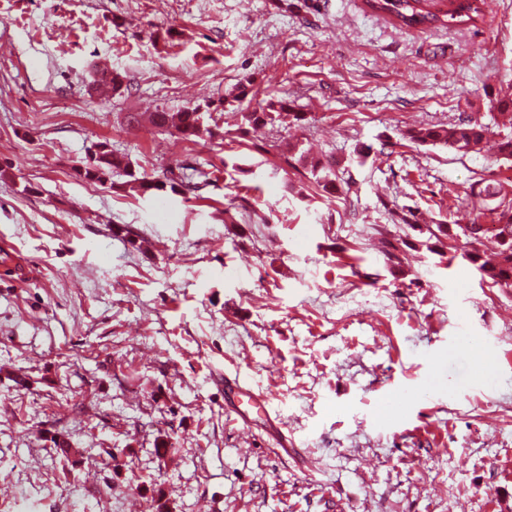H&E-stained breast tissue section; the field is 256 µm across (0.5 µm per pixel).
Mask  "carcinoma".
Returning a JSON list of instances; mask_svg holds the SVG:
<instances>
[{"instance_id": "obj_1", "label": "carcinoma", "mask_w": 512, "mask_h": 512, "mask_svg": "<svg viewBox=\"0 0 512 512\" xmlns=\"http://www.w3.org/2000/svg\"><path fill=\"white\" fill-rule=\"evenodd\" d=\"M429 0H366L367 5L374 11L384 13L395 19L400 25L406 27L418 26H447L456 20L469 19L482 16V7L479 0H450L455 8L443 15L428 8ZM91 87L94 90L107 89L114 96H120L128 90L126 76L119 71H112L98 66L92 69ZM240 116L239 130L241 135H258L263 131H273L280 121L283 113H288L299 125L308 121L307 113L292 111V104L286 98L278 100H258L251 93L248 86L239 87V93L230 99H223L214 104L195 105L173 116L164 110H158L150 115V124L156 128L164 129L177 139L196 142L205 137L217 136L215 129L206 122V115L225 109ZM489 109L494 113V127L484 124L471 117L459 119L446 127L437 125H418L408 129L404 136L410 142L419 145H444L448 149L464 156L470 153H480L489 140H494V148L499 159L512 161V88L499 90L489 98ZM336 160L331 156L317 158L310 162V173L320 184L322 190L333 195L343 189L336 183ZM189 166L181 167L183 173L176 180L170 178L162 181L132 168L131 161L110 151H104L93 161H84L82 168L77 170L84 179L109 185L116 188L112 182V175L119 173L126 177L121 188H130L147 196H160L166 191L182 193L195 187L189 180L185 170ZM482 207L489 208L495 214V222L500 227L493 236L496 249L492 256L485 257L476 252H467L463 257L479 274L480 279L497 288H512V199L498 183H487L478 192ZM401 221L410 225L423 239L418 245L426 247L428 251L444 259L448 246L445 240L450 237V228L447 222L436 224H423L413 210ZM412 243L400 238L385 241L382 252L386 263L401 264L400 255Z\"/></svg>"}]
</instances>
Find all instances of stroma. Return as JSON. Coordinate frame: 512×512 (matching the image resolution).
<instances>
[{
    "label": "stroma",
    "mask_w": 512,
    "mask_h": 512,
    "mask_svg": "<svg viewBox=\"0 0 512 512\" xmlns=\"http://www.w3.org/2000/svg\"><path fill=\"white\" fill-rule=\"evenodd\" d=\"M277 3L0 0V512H512V288L461 258L512 162L403 137L490 122L512 0L423 29ZM97 63L128 93L89 94ZM247 79L309 122L242 139L218 111L223 139L193 143L148 121ZM103 141L202 176L158 198L87 182ZM305 149L349 192L293 169ZM407 207L451 217V265L386 266L382 239L417 237ZM239 387L265 412L240 415Z\"/></svg>",
    "instance_id": "1"
}]
</instances>
